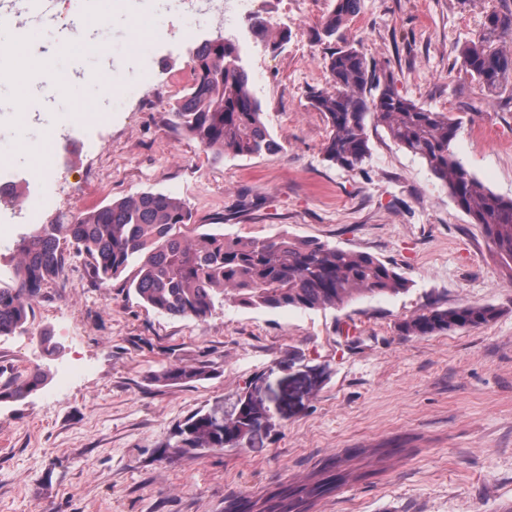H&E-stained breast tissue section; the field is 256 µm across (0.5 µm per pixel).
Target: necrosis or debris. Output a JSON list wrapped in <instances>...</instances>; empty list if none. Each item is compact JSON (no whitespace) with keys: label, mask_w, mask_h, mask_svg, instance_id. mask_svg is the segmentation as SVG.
Instances as JSON below:
<instances>
[{"label":"necrosis or debris","mask_w":512,"mask_h":512,"mask_svg":"<svg viewBox=\"0 0 512 512\" xmlns=\"http://www.w3.org/2000/svg\"><path fill=\"white\" fill-rule=\"evenodd\" d=\"M182 0H82L79 13L92 19L97 36L91 43L51 39L49 51L35 55L30 49L26 30L7 13H0V30L10 31L8 44L0 49V85H9L18 94L19 104L0 107V127L12 132L8 147L0 146V166L11 164L15 155H24L26 181L51 175L58 161L54 153L56 139L76 121L102 124V112H84L83 102L70 80L74 64L86 56L105 59L106 67L82 71L85 85L94 87L101 100L120 104L132 91L131 75L149 80L153 71L150 60L154 47L164 41L167 28L161 15L177 12ZM126 24V40L115 45L107 32L116 21ZM55 204L54 199L29 191L23 198L0 197V247L12 238V220L38 219Z\"/></svg>","instance_id":"necrosis-or-debris-1"}]
</instances>
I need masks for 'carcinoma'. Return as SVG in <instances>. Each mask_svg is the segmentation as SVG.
<instances>
[{"label":"carcinoma","mask_w":512,"mask_h":512,"mask_svg":"<svg viewBox=\"0 0 512 512\" xmlns=\"http://www.w3.org/2000/svg\"><path fill=\"white\" fill-rule=\"evenodd\" d=\"M359 0H336L322 34L336 36L358 10ZM512 44V9L487 15L482 32L463 48L466 70L490 91L512 82V53L495 44ZM205 76L170 108L171 122L185 136L217 156H259L279 147L263 121L260 101L249 87L239 48L204 41L196 51ZM330 88L310 96L330 128L323 146L326 161L355 170L369 153L366 118L371 115L397 145L424 159L433 175L483 229L493 250L512 263V199L490 191L454 158L451 143L457 125L401 95L394 81H381L365 54L352 45L334 50L326 61ZM190 213L184 203L162 193L143 192L79 215L69 224H41L16 242L18 260L8 281L0 280V337L28 330L32 303L64 273L60 240L70 241L92 260L101 281L133 268L129 286L159 314L203 319L215 303L270 309H318L342 306L356 296L396 295L408 281L392 267L363 252L282 235L242 239L203 233L189 239L183 229ZM489 305L439 307L401 324L402 332L432 336L493 321ZM204 376L200 367L173 365L157 379L189 381ZM47 370L36 367L23 379L0 385V402L17 401L44 388ZM256 421L243 396L233 428L210 413L198 412L178 429L181 447L196 451L224 448L248 432ZM336 476L300 495H279L270 512H308L313 499L334 490Z\"/></svg>","instance_id":"carcinoma-1"}]
</instances>
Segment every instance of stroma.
<instances>
[{
	"label": "stroma",
	"mask_w": 512,
	"mask_h": 512,
	"mask_svg": "<svg viewBox=\"0 0 512 512\" xmlns=\"http://www.w3.org/2000/svg\"><path fill=\"white\" fill-rule=\"evenodd\" d=\"M211 2L195 31L166 19L153 80L111 121L60 138L49 186L62 194L41 223L161 192L191 211L187 235L317 239L391 263L409 289L336 309L226 304L172 318L124 279L96 281L64 244V275L34 302L28 331L0 338V383L50 373L43 390L0 403V512H225L335 473L345 484L313 512H512V268L425 160L377 123L359 169L325 161L329 128L308 101L328 86L330 51L355 45L380 79L456 120V158L512 198V85L489 93L461 58L500 0H360L329 41L316 34L335 0H264L233 28L224 0ZM284 30L288 41L271 48ZM219 35L239 44L280 151L218 159L170 124L192 54ZM467 304L499 315L433 336L399 329ZM67 360L91 370L61 392ZM172 363L206 375L157 382ZM243 395L263 413L256 430L226 448H180L188 417L232 422Z\"/></svg>",
	"instance_id": "stroma-1"
}]
</instances>
